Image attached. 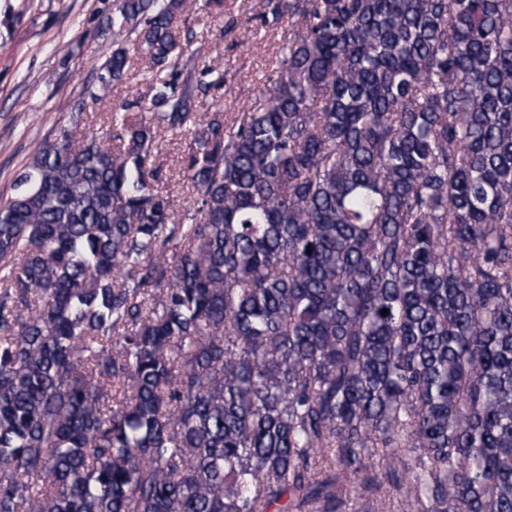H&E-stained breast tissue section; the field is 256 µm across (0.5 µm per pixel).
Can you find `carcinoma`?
<instances>
[{
  "label": "carcinoma",
  "instance_id": "cac0c4a2",
  "mask_svg": "<svg viewBox=\"0 0 512 512\" xmlns=\"http://www.w3.org/2000/svg\"><path fill=\"white\" fill-rule=\"evenodd\" d=\"M180 8L115 0L90 98L166 77L0 203V512H512V0H263L228 118ZM186 135H173L165 132L159 139L156 164L162 166L161 180L154 184V188L178 199L191 200L186 183L182 178L183 158L186 154ZM186 150V151H185Z\"/></svg>",
  "mask_w": 512,
  "mask_h": 512
}]
</instances>
